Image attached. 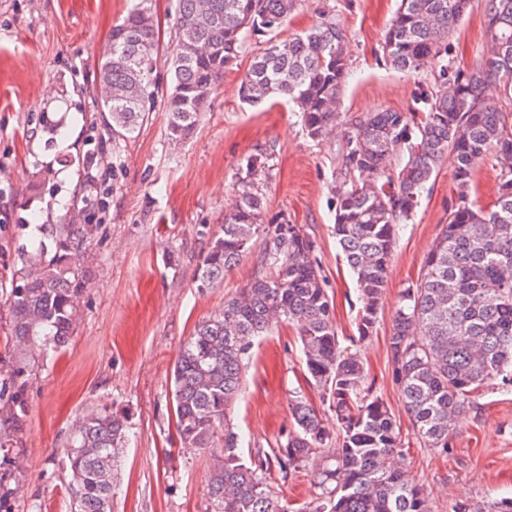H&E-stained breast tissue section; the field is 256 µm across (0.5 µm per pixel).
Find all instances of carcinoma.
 Returning a JSON list of instances; mask_svg holds the SVG:
<instances>
[{
  "label": "carcinoma",
  "mask_w": 512,
  "mask_h": 512,
  "mask_svg": "<svg viewBox=\"0 0 512 512\" xmlns=\"http://www.w3.org/2000/svg\"><path fill=\"white\" fill-rule=\"evenodd\" d=\"M154 0H133L112 27V47L100 63L101 101L112 137L130 138L155 102L152 81L158 28ZM298 0H175L174 85L166 100L170 139L189 138L214 87L249 37L266 38L241 79L247 103L278 95L301 114L308 135L324 139L339 124L350 72L346 35L334 15L278 38ZM482 62L457 73L448 90L423 94L420 115L369 112L350 123L336 188L334 232L361 298L356 318L364 341L376 326L380 300L401 224L410 219L444 155L455 162L456 200L448 224L427 253L417 281L404 289L392 320V372L425 446L448 449L456 418L470 394L488 384L512 386V113L486 96L496 83L512 102V0H485ZM471 0H400L382 46L390 64L415 74L446 54L448 37ZM499 164L496 199L481 206L478 168ZM263 151L246 158L237 181L240 203L224 216L196 273L211 288L250 251L264 224L258 191L266 174ZM45 237L21 253L8 303L16 368L0 380V512H11L21 464L12 456L28 408L27 373L49 348L64 347L79 300L90 286L87 244L98 225L45 224ZM314 242L282 220L266 231L261 265L224 309L199 323L183 344L173 371L176 427L182 447L224 448L210 478L213 512H291L272 485L305 467L320 448L334 447L330 464L313 478L315 494L297 512H432L428 496L400 464L396 421L368 384L362 360L339 340ZM299 333L307 372L323 392L336 430L325 426L300 393L291 399L293 428L276 446L242 453V436L228 414L241 392L245 361L256 341L280 319ZM127 440L125 417L83 416L66 449L70 512H112L113 470ZM452 512H512V496L488 505L460 502Z\"/></svg>",
  "instance_id": "cac0c4a2"
}]
</instances>
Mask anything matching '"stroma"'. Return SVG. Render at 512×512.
I'll use <instances>...</instances> for the list:
<instances>
[{"label":"stroma","mask_w":512,"mask_h":512,"mask_svg":"<svg viewBox=\"0 0 512 512\" xmlns=\"http://www.w3.org/2000/svg\"><path fill=\"white\" fill-rule=\"evenodd\" d=\"M131 6L132 0H0V371L14 363L6 294L27 241L23 225L87 219L99 226L87 249L91 286L74 333L28 372L29 408L16 445L28 468L13 512L35 505L40 512H68L64 450L78 420L104 408L123 413L130 427L114 470L112 512H212L216 451L181 447L172 377L195 326L262 270L258 244L214 287L202 290L195 282L202 255L236 204L249 155L269 157L259 186L267 220L288 219L314 241L311 258L338 333L356 332L360 301L333 233L344 127L317 140L284 101L244 103L241 77L265 47L255 38L225 71L186 142L169 141L159 105L133 137L113 139L101 110L98 66L110 51L113 26ZM397 7L398 0H300L279 36L335 13L351 62L343 113L413 114L422 108L423 92L444 90L446 82L439 64L409 76L386 62L382 45ZM156 11L161 40L153 77L164 94L173 78L172 0H156ZM484 14L485 0H473L449 37V73L480 61ZM453 172L452 157H445L426 184L397 239L373 334L356 346L375 392L400 425L406 472L429 495L433 512L512 495V387L473 393L442 451L417 439L392 374L395 305L448 221L456 197ZM298 389L333 425L306 380L295 327L279 322L254 347L230 418L253 447L269 448L292 427L289 402ZM327 454L318 449L301 472L279 483V497L297 507L308 501L312 476Z\"/></svg>","instance_id":"35a3bbf8"}]
</instances>
